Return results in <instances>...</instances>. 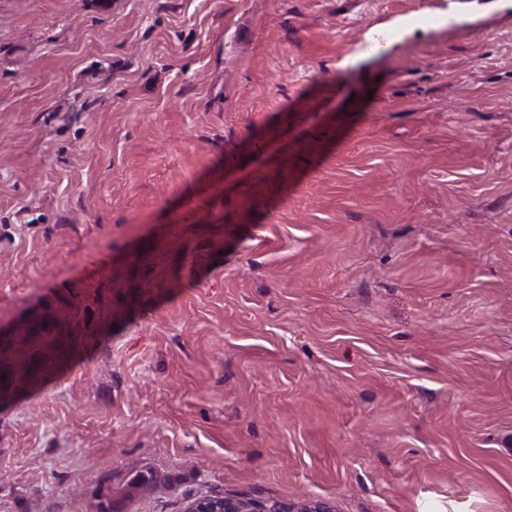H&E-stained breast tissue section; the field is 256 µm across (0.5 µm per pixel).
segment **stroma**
Returning a JSON list of instances; mask_svg holds the SVG:
<instances>
[{
    "instance_id": "35a3bbf8",
    "label": "stroma",
    "mask_w": 512,
    "mask_h": 512,
    "mask_svg": "<svg viewBox=\"0 0 512 512\" xmlns=\"http://www.w3.org/2000/svg\"><path fill=\"white\" fill-rule=\"evenodd\" d=\"M61 336L0 512H512V0H0V353ZM337 512L335 506L319 499H298L288 504L262 505L243 498L198 496L190 500L184 512Z\"/></svg>"
}]
</instances>
